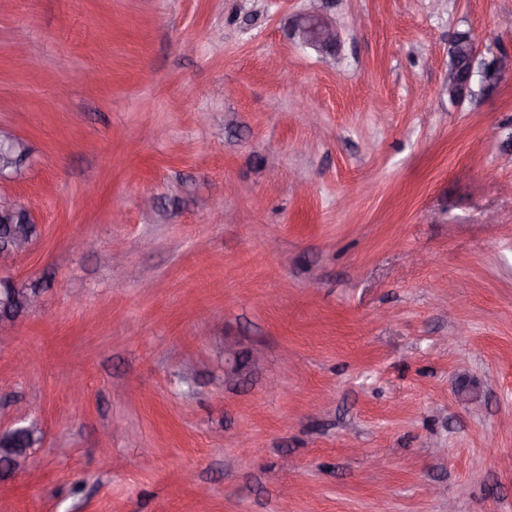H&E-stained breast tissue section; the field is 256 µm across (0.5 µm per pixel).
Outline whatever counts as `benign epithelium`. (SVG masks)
Here are the masks:
<instances>
[{
  "label": "benign epithelium",
  "mask_w": 512,
  "mask_h": 512,
  "mask_svg": "<svg viewBox=\"0 0 512 512\" xmlns=\"http://www.w3.org/2000/svg\"><path fill=\"white\" fill-rule=\"evenodd\" d=\"M288 37L297 43L313 49L323 57L336 54L339 41L334 22L322 10V0H310V6L288 19ZM512 73V55L499 54L490 59L479 57L474 38L468 32L454 35L448 48V99L460 102L473 94L471 83L478 77L479 93L483 96L494 93L501 79ZM0 180H20L27 171L30 153L25 148V140L8 135L0 143ZM7 220L22 218L27 224L37 223L31 209L13 197L0 194V218ZM33 241V237L23 238L10 227L0 235V266H6ZM41 301V293H25L17 288L13 281H0V329L7 330L21 320L29 310ZM258 359V351L243 353L234 341H224V374L228 378L240 375L247 364ZM32 449L13 454L0 460V477L6 474L16 475L25 471Z\"/></svg>",
  "instance_id": "obj_1"
}]
</instances>
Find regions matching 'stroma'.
<instances>
[{
    "label": "stroma",
    "mask_w": 512,
    "mask_h": 512,
    "mask_svg": "<svg viewBox=\"0 0 512 512\" xmlns=\"http://www.w3.org/2000/svg\"><path fill=\"white\" fill-rule=\"evenodd\" d=\"M10 0L0 512H512V76L454 103L448 46L512 0ZM261 349L224 376V342ZM31 354L18 371V354ZM309 2L308 8L288 19V37L325 58L335 56L339 41L336 25L324 14L322 0ZM7 135L3 142L0 138V156L5 155L8 159L7 164L0 161V180H20L26 174L30 153L25 148L24 139ZM5 218L4 224H14L9 219L22 217L25 221L23 224H36L38 228V222L31 209L24 204L20 203L13 197L5 194H0V218ZM0 243V266H6L13 262V260L20 253L24 252L31 242L35 239L32 236H28V240L19 236L15 232V228H8L1 235ZM33 292L40 291L37 283L27 287ZM41 301V293H25L17 288L14 281H0V329L8 330L21 320L30 309L35 308ZM33 425H17L11 427L9 429L0 430V435L3 433L15 431L17 429H25L24 432L20 434H12L10 433L8 436H5L3 440H0V448H14V451L20 452V450H26L22 454H13L8 458H3L4 460H0V477L6 474L16 475L19 473H23L27 466L28 460L34 448H30L33 445H38L41 442V438L38 435H35V432L30 430V427ZM29 429V431L27 430Z\"/></svg>",
    "instance_id": "obj_1"
}]
</instances>
